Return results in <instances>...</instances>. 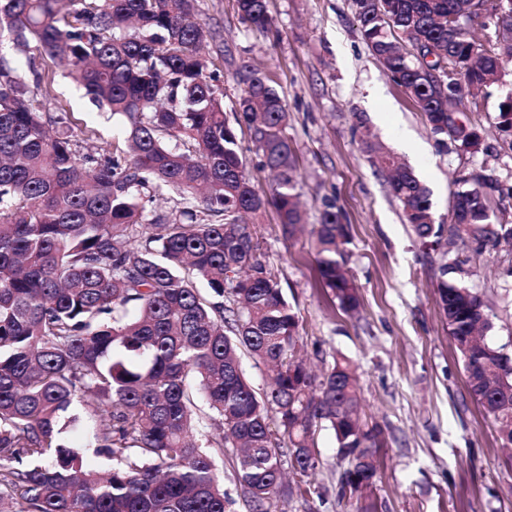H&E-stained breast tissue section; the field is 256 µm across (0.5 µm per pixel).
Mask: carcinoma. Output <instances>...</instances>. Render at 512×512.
I'll return each instance as SVG.
<instances>
[{"instance_id": "obj_1", "label": "carcinoma", "mask_w": 512, "mask_h": 512, "mask_svg": "<svg viewBox=\"0 0 512 512\" xmlns=\"http://www.w3.org/2000/svg\"><path fill=\"white\" fill-rule=\"evenodd\" d=\"M0 0V512H227L218 461L234 454L233 480L250 512L310 489L284 481L282 457L303 474L317 467L310 434L320 422L339 451L359 449L338 495L373 484L378 432L359 412L355 368L336 358L318 379L300 359L299 320L253 244L242 215L269 203L284 232L301 223L288 142V108L266 73L242 67L234 120L276 174L271 197L247 171L224 90L201 54L214 32L192 20L195 0ZM371 55L430 130L470 149L475 131L448 124L470 87L503 84L501 53L469 37L472 0H353ZM267 30L266 0H237ZM458 29L448 32V16ZM49 58L40 71L31 47ZM433 59L426 60L427 56ZM99 107L125 117L112 153L82 150L65 112L46 111L56 69ZM448 69L451 77L433 72ZM497 125L512 137V97ZM361 149L386 175L406 223L425 244L497 250L512 224H490L512 196L501 185L456 193L451 224L436 223L429 189L381 144ZM166 193L169 211L152 207ZM343 214L326 203L317 267L342 308L359 300L336 259ZM439 300L463 358L468 391L512 447V352L473 343L493 327L476 292L442 281ZM248 354L274 372L258 393ZM96 403L88 446L78 398Z\"/></svg>"}]
</instances>
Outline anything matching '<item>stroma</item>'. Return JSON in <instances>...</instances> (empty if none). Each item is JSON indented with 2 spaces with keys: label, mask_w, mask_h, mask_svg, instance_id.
<instances>
[{
  "label": "stroma",
  "mask_w": 512,
  "mask_h": 512,
  "mask_svg": "<svg viewBox=\"0 0 512 512\" xmlns=\"http://www.w3.org/2000/svg\"><path fill=\"white\" fill-rule=\"evenodd\" d=\"M269 31L245 22L236 0H196L194 17L215 30L206 55L222 74L224 101L236 102L237 73L248 64L271 73L290 113L286 134L298 159L296 191L304 224L284 236L273 205L249 216L255 241L299 318L302 354L314 371L345 357L357 368L360 405L380 430L373 486L339 497L347 461L333 432L314 429L317 468L290 484L305 495L275 499L273 512H512V453L469 395L460 353L437 296L444 262L405 224L401 204L360 149L370 133L429 189L437 223L449 224L459 172L487 170L512 186V149L496 127L499 92L467 95L463 119L479 134L464 149L431 132L391 76L373 59L351 0H268ZM51 111L70 113L75 131L95 129L111 148L123 117L102 111L68 79L56 77ZM344 215L345 264L359 295L345 313L316 268V235L326 200ZM459 283L483 295L492 313L490 344L512 350V253H476Z\"/></svg>",
  "instance_id": "35a3bbf8"
}]
</instances>
